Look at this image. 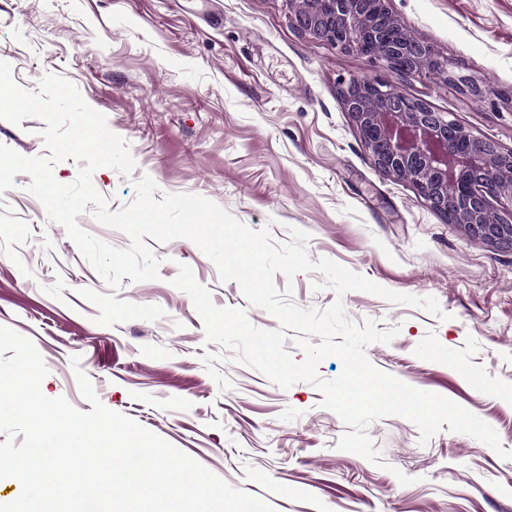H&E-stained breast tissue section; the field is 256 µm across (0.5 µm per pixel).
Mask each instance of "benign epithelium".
<instances>
[{"label":"benign epithelium","instance_id":"7a95c632","mask_svg":"<svg viewBox=\"0 0 512 512\" xmlns=\"http://www.w3.org/2000/svg\"><path fill=\"white\" fill-rule=\"evenodd\" d=\"M293 25L305 37L367 58L388 72L441 75L467 84L433 48L403 32L386 0H288ZM346 112L360 132L376 169L411 182L430 207L494 248L512 250V150L473 135L462 125L380 78L338 83Z\"/></svg>","mask_w":512,"mask_h":512}]
</instances>
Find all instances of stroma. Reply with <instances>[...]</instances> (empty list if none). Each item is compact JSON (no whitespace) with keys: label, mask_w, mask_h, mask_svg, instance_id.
Wrapping results in <instances>:
<instances>
[{"label":"stroma","mask_w":512,"mask_h":512,"mask_svg":"<svg viewBox=\"0 0 512 512\" xmlns=\"http://www.w3.org/2000/svg\"><path fill=\"white\" fill-rule=\"evenodd\" d=\"M414 38L484 89L481 100L438 76L380 73L365 57L300 36L287 0H0V61L29 91L48 73L70 81L105 115L135 160L132 176L104 167L95 189L111 210L150 176L159 194L203 196L278 243L308 234L311 262L332 260L389 290L432 296L440 314L353 290L336 295L318 271L294 279L288 301L323 311L342 302L356 326L396 329L370 363L440 394L491 426L512 453V252L468 236L407 181L380 173L337 93L342 78L383 75L407 96L450 114L475 136L512 149V0H387ZM45 124L0 119V145L45 155ZM0 196V326L29 338L50 399L78 410L71 359L101 402L188 454L275 512H512V456L444 430L428 443L387 416L367 433L380 463L339 449L348 425L310 383L282 388L207 342L179 265L216 306L245 311L263 330L279 321L221 281L192 241L151 242L159 277L116 297L162 317L96 322L82 289L109 288L16 175ZM410 477V484L399 481Z\"/></svg>","instance_id":"1"}]
</instances>
